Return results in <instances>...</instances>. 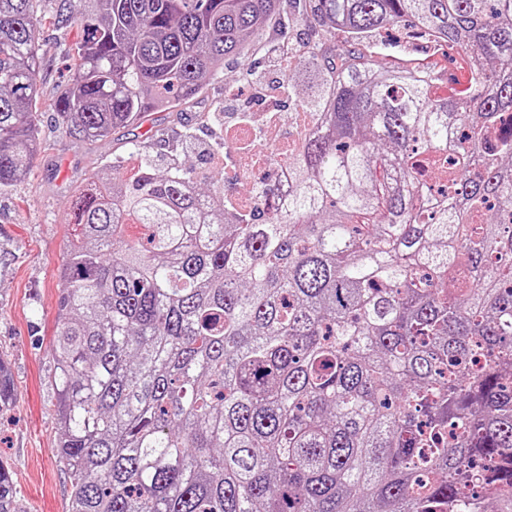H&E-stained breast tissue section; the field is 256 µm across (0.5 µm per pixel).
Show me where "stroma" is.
I'll return each instance as SVG.
<instances>
[{
  "label": "stroma",
  "instance_id": "35a3bbf8",
  "mask_svg": "<svg viewBox=\"0 0 512 512\" xmlns=\"http://www.w3.org/2000/svg\"><path fill=\"white\" fill-rule=\"evenodd\" d=\"M58 0H40L45 15L35 30L40 59V100L36 120L39 149L28 177L0 193V356L9 363L14 398L0 415V459L13 472L22 512H66L69 482L54 448L58 431L53 419L52 350L49 336L55 321L58 290L55 273L64 258L71 200L93 174L124 179L145 164L165 170L180 164L198 177L215 175L234 183L241 204H249L255 186L273 180L269 167L241 175L224 164L225 131L235 113L274 106L281 114L275 133L283 146L300 136L296 107L270 92L299 70L298 57L281 62L264 49L243 59H230L191 106L181 112H153L143 122L116 130L104 141L69 135L55 110L59 88L68 75L67 48L79 27L54 24ZM292 44L319 41L323 53L341 60L351 53L372 54L376 68L395 57L422 60L434 67L439 91L461 88L464 54L445 52L424 32L398 25L388 33L387 48L370 49L346 33L320 30L313 18L282 15L277 20ZM140 147L129 158L130 144Z\"/></svg>",
  "mask_w": 512,
  "mask_h": 512
}]
</instances>
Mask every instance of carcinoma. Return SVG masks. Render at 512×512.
Here are the masks:
<instances>
[{
    "label": "carcinoma",
    "mask_w": 512,
    "mask_h": 512,
    "mask_svg": "<svg viewBox=\"0 0 512 512\" xmlns=\"http://www.w3.org/2000/svg\"><path fill=\"white\" fill-rule=\"evenodd\" d=\"M38 2L0 0V190L39 140ZM309 8L359 41L410 21L466 53L469 85L306 57L314 125L245 224L214 177L91 175L57 274L67 512H476L469 482L512 512V0ZM283 10L62 0L82 32L63 129L103 140L192 102ZM13 396L0 357V412ZM0 512H21L1 460Z\"/></svg>",
    "instance_id": "cac0c4a2"
}]
</instances>
